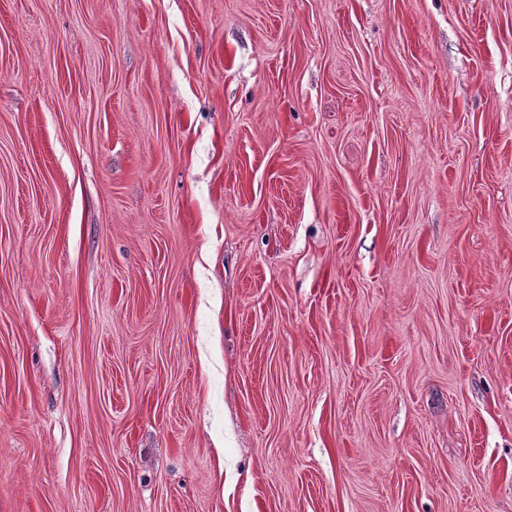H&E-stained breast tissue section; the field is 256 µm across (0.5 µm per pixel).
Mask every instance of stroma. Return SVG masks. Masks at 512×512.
<instances>
[{
  "label": "stroma",
  "mask_w": 512,
  "mask_h": 512,
  "mask_svg": "<svg viewBox=\"0 0 512 512\" xmlns=\"http://www.w3.org/2000/svg\"><path fill=\"white\" fill-rule=\"evenodd\" d=\"M0 512H512V0H0Z\"/></svg>",
  "instance_id": "35a3bbf8"
}]
</instances>
